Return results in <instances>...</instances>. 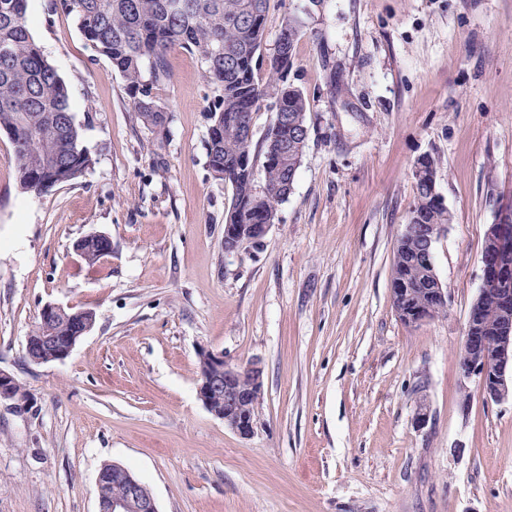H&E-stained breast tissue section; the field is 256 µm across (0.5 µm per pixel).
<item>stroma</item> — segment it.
<instances>
[{
	"label": "stroma",
	"instance_id": "35a3bbf8",
	"mask_svg": "<svg viewBox=\"0 0 512 512\" xmlns=\"http://www.w3.org/2000/svg\"><path fill=\"white\" fill-rule=\"evenodd\" d=\"M48 5L28 0L32 34L93 164L25 193L0 133V369L29 395L0 405V512H97L106 462L159 512H512V397L459 372L484 234L512 205V0H270L264 57L285 17L304 23L290 81L309 138L263 247L239 253L224 250L232 189L208 167L198 56L170 51L169 119L152 129ZM425 155L452 215L433 245L448 307L408 326L389 273ZM94 232L112 252L90 266L75 244ZM54 303L96 320L36 366L26 338ZM204 348L260 362L250 437L200 400Z\"/></svg>",
	"mask_w": 512,
	"mask_h": 512
}]
</instances>
